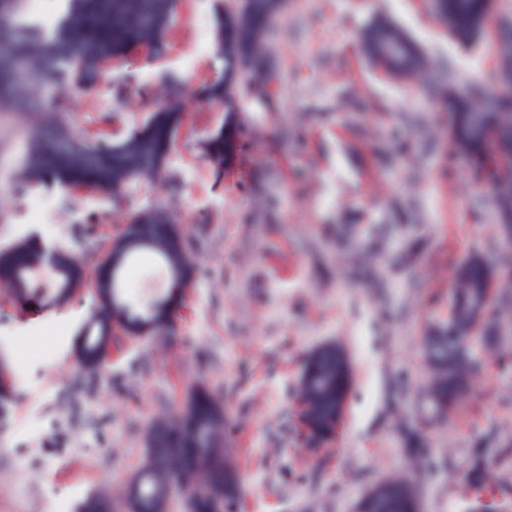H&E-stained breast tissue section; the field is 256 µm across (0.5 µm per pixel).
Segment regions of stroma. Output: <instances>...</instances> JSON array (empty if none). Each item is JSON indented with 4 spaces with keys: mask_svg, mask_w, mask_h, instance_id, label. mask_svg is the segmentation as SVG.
<instances>
[{
    "mask_svg": "<svg viewBox=\"0 0 512 512\" xmlns=\"http://www.w3.org/2000/svg\"><path fill=\"white\" fill-rule=\"evenodd\" d=\"M196 0H178L169 56L128 53L142 87L119 100L63 88L83 138L142 129L143 94L180 96L168 183L141 185L129 204L76 183L18 191V159L45 114L41 102L0 107V251L39 240L97 275L94 240L116 237L160 200L181 202L185 246L198 264L173 302L175 332L115 335L112 358L85 372L75 344L96 300L77 293L15 300L0 267V512H77L87 494L120 498L146 459L154 421L207 388L224 408V447L246 492L238 512H354L375 484L408 469L410 429L427 463L415 475L422 512H512V360L490 364L447 422L424 395L420 338L447 317L453 273L481 254L512 268L492 192L451 158L439 94L485 83L500 59L489 38L459 45L430 0H288L263 56L273 80L238 92V109L204 103L221 74L195 55ZM396 21L426 52L427 77L396 83L362 55L375 16ZM224 138L223 159L211 148ZM165 267L139 254L124 296L142 308ZM349 351L346 414L313 446L296 387L307 355ZM492 478L468 485L476 458Z\"/></svg>",
    "mask_w": 512,
    "mask_h": 512,
    "instance_id": "35a3bbf8",
    "label": "stroma"
}]
</instances>
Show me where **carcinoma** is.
<instances>
[{
  "label": "carcinoma",
  "instance_id": "1",
  "mask_svg": "<svg viewBox=\"0 0 512 512\" xmlns=\"http://www.w3.org/2000/svg\"><path fill=\"white\" fill-rule=\"evenodd\" d=\"M439 22L463 33L478 13L493 14L494 0H432ZM176 14V0H68L64 12L57 17L51 34L43 27L27 21L24 0H0V107L18 106L14 71L22 70L27 84L38 89L49 100L46 121L31 136L30 146L22 159L23 192L29 191L47 171H62L66 185L86 182L107 195L130 194L139 184L164 183L171 177L167 166L170 138L180 120V107L150 109L144 129L125 139L119 146H100L68 136L72 110L65 98L54 95L58 86L70 85L88 89L103 81V64L112 56L125 52L132 44L148 48L156 58L165 56L169 44L164 31ZM274 18L267 0H249L237 14L216 15L215 57L224 76L209 84L206 100L222 104L237 89L240 66L251 60L267 37ZM408 36L396 23L385 17L373 20L361 36L364 54L376 65L383 63L382 50L401 44V63L406 72L417 75L425 65L421 51L407 45ZM504 67L486 93L478 88L450 91L443 101L448 112V138L456 144L455 133L462 121L479 116L488 135L475 139L455 155L467 159L476 173H485L496 162L497 174L487 176L496 198L500 218L512 217V154L493 159L499 140L512 141V83L499 86L502 77L512 74V54L500 53ZM179 204L168 199L150 210L149 221L138 227L141 236L152 240L153 253L162 261L177 263L184 276L195 279V269L187 256L174 225ZM10 279L26 278L33 266L26 253L18 249L4 256ZM80 272L75 261L55 275L54 288L66 287ZM512 286V274L503 276L496 266L475 258L457 272L453 288L454 301L449 318L459 335L467 331L473 306L489 291L501 285ZM500 309L491 308L486 315L491 334L484 340L500 345ZM111 318L110 305H100L89 321L88 333L77 347L81 366L88 370L100 367L106 356L99 346ZM127 331L136 334L151 325L164 330L173 324L169 304L149 313L127 311ZM425 357L431 372L427 397L437 416H442L468 392L472 382L486 368L479 358L465 356L459 340L445 332L428 330ZM350 370L334 348H316L307 356L297 391L305 406V422L316 433H323L345 400ZM224 411L209 396L194 400L183 415L166 425L148 450L140 470L141 507L153 512L158 491L157 474L162 473L179 485L198 489L192 512H218V500L237 509L244 488L236 470L224 458ZM383 498L364 496L356 505L357 512H416L415 485L408 478L387 480ZM80 512H111L112 499L103 494H90L79 504Z\"/></svg>",
  "mask_w": 512,
  "mask_h": 512
}]
</instances>
